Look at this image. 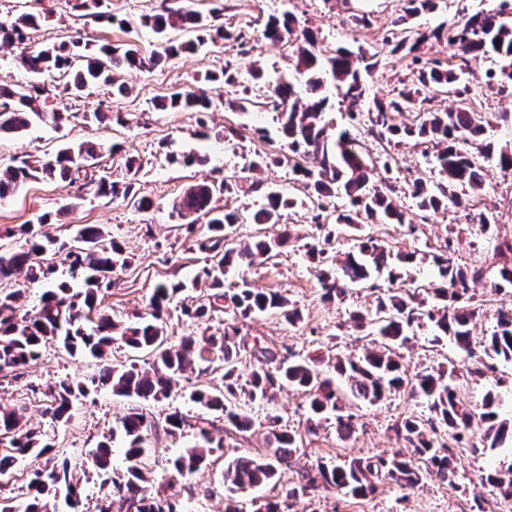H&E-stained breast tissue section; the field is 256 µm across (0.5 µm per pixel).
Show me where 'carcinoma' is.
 Segmentation results:
<instances>
[{
	"label": "carcinoma",
	"instance_id": "carcinoma-1",
	"mask_svg": "<svg viewBox=\"0 0 512 512\" xmlns=\"http://www.w3.org/2000/svg\"><path fill=\"white\" fill-rule=\"evenodd\" d=\"M439 7L438 0H405L403 14L392 26L399 28L408 20ZM512 0H499L497 6L482 9L469 16L461 25L442 21L435 28L418 33L416 40L398 37L397 33L383 38V45L391 52L412 56L416 65L417 88H403L387 100L375 104L369 116L365 134L378 143H391L410 138L419 144L431 143L435 152L425 155L429 176L418 177L412 184V198L421 211L437 212L448 205L467 206L470 201L455 193L457 187H467L474 194L480 192L488 176L490 163L502 170L512 169V148L485 141L491 121L507 122L504 114L474 112L468 106L471 93L478 84L470 79V60L482 57L493 67L485 73V85L496 86L504 92L512 89V24L505 19ZM45 15L26 12L14 19L0 20V47L19 50L23 68L39 77L25 84L0 85V137L17 134L39 124L60 126L65 120L61 112L47 105L56 77L66 79L65 90L79 93L101 81L112 83V95L128 93L125 84L118 82L116 71L126 67H143L149 62L159 65L181 52H193L213 39L212 33L227 43H245L242 32L230 29L212 30L208 16L182 6H164L162 10L141 19L159 36V42L150 57L140 56L134 43L122 46H103L92 50L89 45L78 52L80 63L72 67L73 50L60 44L42 49H28L29 31L39 27ZM297 20L291 12L270 16L263 28L264 39L293 47L291 65L295 75L282 74L271 85V98L276 104L275 129L292 153V170L296 180L309 190L315 224H344L350 228L362 216L379 224H404L406 213L392 197V189L370 183L369 154L346 129L340 131L324 123L323 114L329 107L327 86H334L342 96L347 116L354 121L366 91L365 77L375 66L374 53L362 49L351 51L340 47L331 56L317 49L313 31L296 30ZM170 31H181L188 38L175 45L167 40ZM448 40L456 47L453 68H445L436 60L423 59L417 54L421 45L434 39ZM365 62L364 69L354 66L353 58ZM453 94L458 105L448 112L432 108L433 93L441 90ZM230 107L248 115L267 103L250 97H238ZM162 109H181L200 115L209 111L210 99L191 92H174L158 103ZM416 112L415 120L400 125L395 116ZM103 151L100 143L72 142L44 160L21 159L0 168V200L14 196L25 184L34 180H52L56 177L75 179L84 172L83 165L97 159ZM86 186L95 188L99 196L131 199L140 210H151L155 203L139 197L134 191V179L118 184L105 177L94 176ZM229 189V183L215 185L202 181L187 186L173 202L172 209L188 224L203 220L211 236L197 243L206 254L199 279L208 284L209 293L198 299L187 310L193 318H204L213 312L229 309L242 319L276 312L288 322L301 321L297 308L278 292L253 286L245 271L277 253L290 240L286 232L267 234L259 232L244 245H236L224 235V229L239 222L234 212H226L213 205L217 192ZM349 199L352 209L338 212L330 208V200L337 194ZM266 203L251 214V223L276 225L282 211L296 205L294 198L269 189ZM20 245L0 253V284L10 282L19 273L26 274L33 283L41 282L54 273L55 265L48 259L63 257L72 277H80L84 288L72 291L61 283L44 292L40 306L31 313L17 314L18 289L0 293V375L19 377L21 370L36 362L46 343L62 341L72 354L101 358L112 343L119 340L129 351L143 355L121 368L107 367L99 377L118 396L143 400L168 397L171 380L197 366L209 369L215 361L222 362V388L216 392L194 388L189 400L206 410L204 414L188 416L178 411L165 418L164 430L173 436L185 430L193 431L197 443L183 449L171 460L172 473L182 476L201 465L224 457V441L213 437L217 422L227 421L236 432L248 433L251 419L243 407L261 401H270L276 388L295 387L308 398L307 432L313 433L324 420L334 421L336 435L348 440L356 432L355 414L346 409L332 382L322 377L321 356H308L291 361L281 358L270 348H261V358L247 376H242L238 365L241 344L239 328L227 323L224 333L216 336H188L178 346L166 345L163 313L171 298L184 288L180 282L158 284L149 299V311L140 321L126 326L118 325L102 307L105 293L112 289L111 274L118 267L128 265V258L117 242L107 239L95 224L82 225L68 240L41 235L34 227L22 224L16 233ZM453 241H448L446 252L432 255L438 267L439 282L424 287L428 299L416 292L391 294L379 299L376 313L381 339L371 340L372 346L363 347L360 354L345 359L336 358L334 368L345 377L353 398L361 401L382 400L386 394L409 390L412 397L427 400L431 416L423 419L411 413L393 424L395 434L409 447L414 457L393 456L353 457L344 464L328 469L324 465L311 467L299 473V483L281 488L275 499L257 505L256 512H284L289 501L300 494L321 489L335 490L344 498H365L378 491V483L386 478L409 489L429 476L454 483L457 452L466 447L473 451L512 447V419L501 416L503 399L499 392L489 390L484 395L479 411L468 408L460 392L465 383L494 368V363H512V312L501 311L490 336L482 342V357H477L470 325L478 315L471 304L469 284L488 281L499 290L512 287V239L495 240L493 259L496 266L489 269L482 264L459 266L453 263ZM413 253H395L378 240L368 237L360 240L358 249L342 260L326 266L320 284L324 297L342 299L349 285L376 287L379 276L386 272L395 275L397 267L412 261ZM233 272L240 282L237 287L224 290V276ZM433 324L432 342L444 337L453 340L455 347L472 359L466 372L454 375L441 370L425 369L408 376L400 361L399 349L409 340L414 329L424 322ZM86 393L85 385L71 379L59 381L51 389L47 412L53 420L67 423L72 417L73 400ZM484 424L480 443L467 444V435L474 419ZM155 429V422L132 408L118 420L112 434L103 437L85 456L82 467L95 471L112 484V495L101 507V512H181L173 496L155 491L144 473L147 435ZM444 430L448 441L437 438ZM120 437L129 465L123 477L114 479L112 471V443ZM303 443L299 432H273L269 437L271 449L265 455H236L224 462V512H239L238 497L260 487H277L280 469L292 463L293 456ZM0 481H7L20 458L34 461L28 476L27 496L16 501L0 500V512H49L48 499L63 486L67 490L70 507L78 506L81 496L80 477L75 474L67 458L57 460L51 469L40 467L39 459L52 452L53 446L42 434L27 426L24 415L16 410L0 408ZM480 485L490 486L497 495L512 498V465L483 473Z\"/></svg>",
	"mask_w": 512,
	"mask_h": 512
}]
</instances>
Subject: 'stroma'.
I'll return each instance as SVG.
<instances>
[{
    "instance_id": "1",
    "label": "stroma",
    "mask_w": 512,
    "mask_h": 512,
    "mask_svg": "<svg viewBox=\"0 0 512 512\" xmlns=\"http://www.w3.org/2000/svg\"><path fill=\"white\" fill-rule=\"evenodd\" d=\"M104 3L106 10L116 17V24L77 16L69 0H0V17L44 12L46 21L30 33L29 44L34 48L74 40L94 48L133 42L142 55H149L156 36L150 28L141 26L140 18L160 10L164 0H104ZM403 6V0H193V9L214 13V26L243 32L248 49L219 39L164 65L118 71V79L131 88L122 98L113 97L111 86L103 84L87 88L78 97L56 89L52 104L68 113V122L58 129L36 126L23 135L0 138V167L28 155L53 154L65 139L105 143L107 149L97 161V174L125 180L127 160L136 159L141 168L134 189L138 195L152 199L154 209L142 211L132 201L94 195L79 181L31 182L9 201L0 202V248L15 246L16 240L8 236L7 230L19 224L34 225L39 233L59 239L69 237L78 225H100L129 257L126 268L113 272L112 293L105 299L114 320L127 324L136 321L145 314L156 285L184 282L183 291L170 301L165 317L167 343L175 346L185 336L222 334L225 324L234 320L229 312L213 314L203 322L182 315L184 305L197 302L207 292L205 285H193L192 277L199 265L195 242L209 236L210 231L201 223L183 224L172 211L173 201L191 183L206 180L218 184L228 179L232 182L229 192L217 195L215 202L224 210L245 216L264 203L265 190L272 187L298 200L295 207L283 211L281 222L275 227L276 232H289L291 243L256 267L251 279L256 287L287 297L291 306L300 311L302 320L291 324L278 314L257 315L238 322L242 336L249 344L271 347L284 357L359 354L366 340L362 332L350 327L348 316L360 312L374 318L378 294L352 286L343 300H323L318 264L308 255L309 244L320 232L311 221V210L300 203L306 190L292 178L286 160L287 147L266 143L248 128H241L239 135L229 142H217L215 136L225 127L239 126V115L228 106L230 99L244 90L258 95L259 89L251 78L253 64H260L270 72L288 69L283 46L262 36L267 18L285 10L295 15L299 27L315 33L323 53H332L341 46L377 52V64L366 78L365 108H373L375 101L386 99L399 89L413 87L416 75L409 58L382 47L383 37L392 21L401 15ZM228 59L237 68V86L206 81V74L223 70ZM176 91L194 92L211 99L209 138L199 137L196 113L160 108L164 96ZM95 111L106 112V119L100 123L85 122V114ZM116 112L124 117V124L112 121L111 116ZM370 149L373 157L388 158L392 166L388 172L375 167L371 176L373 184H382L385 176L393 177L396 199L417 230L412 233L409 226L364 220L358 228L337 229L329 252L342 256L356 251L359 239L370 236L394 250L415 253L414 262L402 268L399 279L392 281L388 276H381L382 289L411 291L426 285L433 271L431 252L441 249L449 240L454 243L458 265L490 260L494 242L477 224V211L494 213L498 235L512 238V169L490 168L475 205L451 206L426 215L417 209L409 188L425 166L420 147L404 140L391 145L374 142ZM189 150L207 155V163L181 167L166 159L169 153ZM264 153L269 156L266 166L246 171V163ZM472 292L479 307L472 336L478 342L491 333L499 310H512V288L494 292L482 281L473 284ZM432 336V324H424L402 348L403 363L409 370L439 367L460 373L470 366V359L458 354L452 341L436 345L431 341ZM130 361V352L118 341L113 343L104 361L90 356H70L59 342H49L23 376L0 378V407L23 412L31 427L54 445L59 457L69 458L76 466L103 435L111 432L128 408L142 409L148 419L159 424L175 410L194 416L200 408L188 400L190 390L196 386L215 389L222 383L220 371L189 372L174 382L168 397L157 401L116 396L109 388L92 384V377L99 375L103 363L117 366ZM64 378L88 383L89 388L87 396L76 402L71 420L61 424L52 420L46 408L49 387ZM245 411L252 420V428L245 437H236L228 428L222 433L227 455L242 451L266 453L268 436L275 429L303 432L308 402L302 392L286 386L274 401L249 404ZM351 411L358 418L356 433L342 441L334 427L325 423L314 434L305 435L292 468L281 473L282 482L295 480L298 471L318 462L333 467L353 457L407 453L408 447L396 437L393 424L410 412L425 417L430 414L425 400L409 397L404 392L389 394L379 402H354ZM194 443L189 433L171 436L160 428L152 431L148 435L146 468L154 485H167L169 493L185 504L189 512H224L223 462L177 479L170 476L173 454ZM498 462V455L479 456L466 449L458 457L454 484L432 478L415 489L404 490L388 483L372 496L348 501L336 492L322 491L293 499L290 512H459L463 490L476 487L481 488L492 512H497L501 499L490 487H479L478 478Z\"/></svg>"
}]
</instances>
